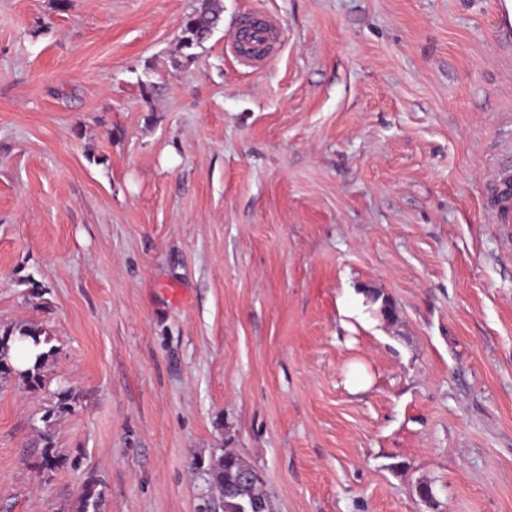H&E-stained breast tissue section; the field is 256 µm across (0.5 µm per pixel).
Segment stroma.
<instances>
[{"mask_svg": "<svg viewBox=\"0 0 512 512\" xmlns=\"http://www.w3.org/2000/svg\"><path fill=\"white\" fill-rule=\"evenodd\" d=\"M220 3L188 61L201 0H0V331L43 328L79 396L49 473L46 394L0 381V512L92 477L100 512H204L227 448L272 512H512L497 0ZM201 7L189 13L181 26L180 43L183 49L202 47L221 21L216 0H203ZM252 21L253 20L248 19L240 24L236 38L231 44V49L235 54L238 63L246 68H253L255 60L258 56L252 55L243 50L240 38L241 31H243L244 29H249L251 32V37L254 39L255 42H266L268 40L266 30L261 26H253Z\"/></svg>", "mask_w": 512, "mask_h": 512, "instance_id": "1", "label": "stroma"}]
</instances>
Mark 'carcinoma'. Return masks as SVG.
I'll list each match as a JSON object with an SVG mask.
<instances>
[{
    "label": "carcinoma",
    "instance_id": "obj_1",
    "mask_svg": "<svg viewBox=\"0 0 512 512\" xmlns=\"http://www.w3.org/2000/svg\"><path fill=\"white\" fill-rule=\"evenodd\" d=\"M221 21L217 0H203L201 7L189 13L181 26L180 43L187 50L185 59L194 57L192 50L200 47L211 36ZM27 341L39 349L33 361L23 370L18 369L12 359V347L16 342ZM48 344L47 334L40 327L20 324L0 333V378L7 380L15 375L34 391H44L50 396V405L42 416L45 428L37 432L36 443L42 448V468L53 471L59 465L53 452V437L50 432L51 419L69 413L77 402L71 390L58 387L50 390L51 376L47 373L53 350H43ZM208 481L217 491V498L211 505V512H271L269 495L263 489V482L257 471L241 455L224 450L213 458L207 467ZM252 476L249 482L244 476ZM101 483L88 481L82 494L72 506V512H99L103 502Z\"/></svg>",
    "mask_w": 512,
    "mask_h": 512
}]
</instances>
